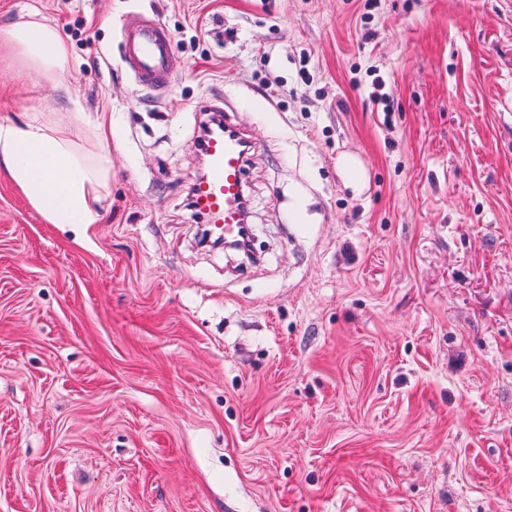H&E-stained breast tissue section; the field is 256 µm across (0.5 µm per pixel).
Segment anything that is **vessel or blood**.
<instances>
[{
	"label": "vessel or blood",
	"instance_id": "obj_1",
	"mask_svg": "<svg viewBox=\"0 0 512 512\" xmlns=\"http://www.w3.org/2000/svg\"><path fill=\"white\" fill-rule=\"evenodd\" d=\"M173 42L164 25L145 18L124 31V62L144 86L165 92L172 82ZM250 145L239 127L225 123L209 134L205 146L206 172L192 188L193 205L225 236H238L247 205L243 190L245 154Z\"/></svg>",
	"mask_w": 512,
	"mask_h": 512
}]
</instances>
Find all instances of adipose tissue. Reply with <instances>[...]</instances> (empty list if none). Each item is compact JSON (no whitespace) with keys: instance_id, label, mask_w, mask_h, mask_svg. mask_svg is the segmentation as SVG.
<instances>
[{"instance_id":"ef3b65f1","label":"adipose tissue","mask_w":512,"mask_h":512,"mask_svg":"<svg viewBox=\"0 0 512 512\" xmlns=\"http://www.w3.org/2000/svg\"><path fill=\"white\" fill-rule=\"evenodd\" d=\"M9 48L21 66L57 89L67 84L68 48L58 29L38 11L0 31V46ZM87 124L82 113L47 121L32 115L18 124L0 117V165L29 204L50 224H95L102 191L110 177L108 149L89 153L79 142Z\"/></svg>"}]
</instances>
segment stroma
<instances>
[{
	"label": "stroma",
	"instance_id": "obj_1",
	"mask_svg": "<svg viewBox=\"0 0 512 512\" xmlns=\"http://www.w3.org/2000/svg\"><path fill=\"white\" fill-rule=\"evenodd\" d=\"M111 129L95 224L0 169V512H512V0H0ZM160 20L163 94L122 60ZM225 112L254 258L190 189Z\"/></svg>",
	"mask_w": 512,
	"mask_h": 512
}]
</instances>
